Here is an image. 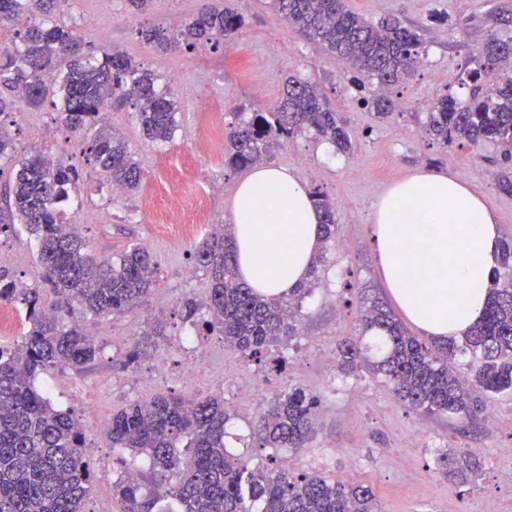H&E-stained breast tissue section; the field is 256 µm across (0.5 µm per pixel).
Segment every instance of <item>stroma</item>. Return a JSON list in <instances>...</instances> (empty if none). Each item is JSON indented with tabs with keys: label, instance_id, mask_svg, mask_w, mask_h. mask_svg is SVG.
Masks as SVG:
<instances>
[{
	"label": "stroma",
	"instance_id": "1",
	"mask_svg": "<svg viewBox=\"0 0 512 512\" xmlns=\"http://www.w3.org/2000/svg\"><path fill=\"white\" fill-rule=\"evenodd\" d=\"M241 14L245 23L235 39L208 54H156L138 34L141 27H175L194 13L200 0H153L149 12L131 13L126 0H68L67 19L74 21L88 55L118 49L145 68L168 74L179 83L171 93L182 106L180 127L172 142L152 145L141 136L131 109L112 110L106 118L129 141L143 169L139 189L122 199L100 187L79 138L60 125L51 106L14 112L0 118L14 140L12 160H0V184L8 181L15 161L40 149L60 156L83 176L84 204L67 209L64 219L79 231L99 256L120 252L136 243L149 249L156 263L158 290L142 306L119 317L91 315L81 323L98 342L96 363L82 373H67L57 387V373L40 375L38 389L52 405L68 411L83 425L85 440L97 447L93 457V492L87 512H114L112 483L120 473L104 429L118 409L154 395L185 399L220 395L250 429L257 409L267 406L288 386H300L321 398L319 429L308 447L294 452L299 471L369 482L382 512H482L496 502L512 512V483L499 474L511 463L502 451L512 448V396L493 400L481 428L461 430L459 421L423 417L400 403L381 381L364 372L343 375L336 344L360 333L362 299L388 298L372 241V207L394 182L419 170L448 173L483 193L495 210L503 236H512V196L498 189V151L490 143L478 147H444L425 131L428 103L445 91L467 98L457 78L467 61L489 38L512 33V0H348L356 12L372 20L396 17L420 27L426 62L392 97L397 107L376 119L356 100L348 72L336 59L303 37L276 14L270 0H216ZM107 38H100V31ZM310 76L329 104L340 112L356 141L342 164L324 161L309 137L281 141L265 163L292 169L310 186H320L336 204V241L320 286L303 308L302 333L279 349L286 361L281 371L246 361L225 345L219 334L190 337L180 315L186 298L205 301L210 287L206 272L196 268L197 246L224 223L231 205L236 173L224 168V145L200 152L209 116L234 121L239 106L270 110L288 73ZM188 168L190 182L171 194L176 209L191 210L199 192L208 194L206 224L188 237L164 228L146 201L159 195L169 174ZM0 250L12 259L5 268L33 283L36 252L23 225L0 235ZM193 268L185 278V268ZM165 327L153 337L146 355L124 365L135 333L154 321ZM253 389L251 406L238 403L241 385ZM471 452L483 462L476 483L462 484L437 465L442 452Z\"/></svg>",
	"mask_w": 512,
	"mask_h": 512
}]
</instances>
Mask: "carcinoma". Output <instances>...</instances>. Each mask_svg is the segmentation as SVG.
<instances>
[{
    "mask_svg": "<svg viewBox=\"0 0 512 512\" xmlns=\"http://www.w3.org/2000/svg\"><path fill=\"white\" fill-rule=\"evenodd\" d=\"M62 2L0 0V26L25 21L19 42L0 50V115L50 104L60 124L83 138L99 182L128 195L140 186L142 169L103 113L131 104L143 136L158 144L174 138L181 106L161 74L123 52L86 58L75 26L57 10ZM271 6L348 67L359 100L379 118L394 107L391 90L423 63L419 29L398 19L368 20L346 0H271ZM243 25L238 12L205 3L179 27H146L140 37L159 54L191 52L204 43L219 47ZM462 84L468 99L437 98L429 105L426 132L444 146L497 145L507 169L498 187L512 196V36L490 38L465 65ZM303 135L340 152L355 149L318 83L290 75L273 111H254L224 131V169L257 165L273 141ZM80 180L72 165L36 150L19 162L0 207V233L23 224L34 236L40 284L33 287L0 270V302L23 306L28 320L21 341L0 346V512H85L94 471L82 424L54 408L34 380L44 371L80 372L94 364L99 348L79 316L124 315L157 287L145 247L132 244L114 260L100 258L75 225L61 218L80 196ZM310 193L323 216L321 243L308 278L286 295L259 294L238 279L231 225L197 248L194 260L209 276V293L203 303L187 299L182 315L197 334L216 330L224 344L259 364L272 348L300 335L303 303L319 285L326 250L336 240L334 204L318 189ZM45 292L56 298L51 308L41 304ZM159 335V324L141 333L124 365L137 362ZM337 354L340 370L366 369L422 415L480 421L488 401L512 394V238L503 239L482 320L461 339L441 344L416 336L374 298L364 302L361 335L338 342ZM320 402V396L291 386L258 413L252 437L272 450L265 464L253 463V456L229 441L234 413L221 396L187 403L159 394L118 410L109 442L148 457L151 467L132 477L130 470L121 471L112 484L116 512H378L370 486L284 465L280 452L313 439ZM437 464L465 482L482 468L472 453H442Z\"/></svg>",
    "mask_w": 512,
    "mask_h": 512,
    "instance_id": "carcinoma-1",
    "label": "carcinoma"
}]
</instances>
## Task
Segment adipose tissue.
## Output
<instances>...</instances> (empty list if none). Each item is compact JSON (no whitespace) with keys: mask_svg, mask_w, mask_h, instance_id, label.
Here are the masks:
<instances>
[{"mask_svg":"<svg viewBox=\"0 0 512 512\" xmlns=\"http://www.w3.org/2000/svg\"><path fill=\"white\" fill-rule=\"evenodd\" d=\"M228 221L238 275L258 293L283 295L305 281L322 215L295 172L270 165L247 171ZM371 222L390 296L422 336L444 343L481 320L502 241L483 195L448 174L421 171L387 189Z\"/></svg>","mask_w":512,"mask_h":512,"instance_id":"1","label":"adipose tissue"}]
</instances>
